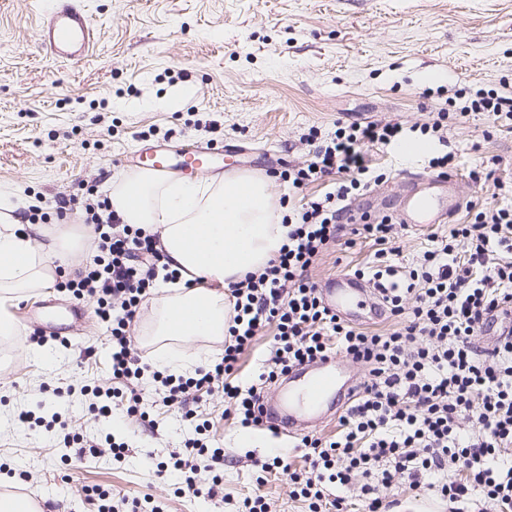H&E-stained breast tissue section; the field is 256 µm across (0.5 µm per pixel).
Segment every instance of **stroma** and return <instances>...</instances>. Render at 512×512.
<instances>
[{"instance_id": "stroma-1", "label": "stroma", "mask_w": 512, "mask_h": 512, "mask_svg": "<svg viewBox=\"0 0 512 512\" xmlns=\"http://www.w3.org/2000/svg\"><path fill=\"white\" fill-rule=\"evenodd\" d=\"M51 2L0 0V186L16 187L18 202L39 200L48 214L58 197L88 187L108 195L145 143L175 156L207 148L199 176L224 172L225 145H240L234 168L266 173L306 159L301 137L310 127L330 135L340 121L391 122L417 141L420 125L456 89L512 85V0H84L97 44L68 65L35 48ZM448 152L465 201L512 208V124L475 112L449 121L446 141L429 140L416 155L370 149L372 168L387 180L354 201L356 213L395 216L407 176L429 174V160ZM475 171L481 181L472 180ZM447 232L444 224L398 227L390 263L411 266L432 236ZM375 252L364 238L330 246L312 276L322 284L377 265ZM72 303L80 313L69 317L53 363L0 337V491H21L54 512H96L92 488L147 495L166 512H239L258 493L272 512H308L291 497L287 474L262 476L252 465L278 454L302 469L288 437L240 428L223 417L217 396L195 408L212 420L210 435L224 450L219 495L180 497L158 480L152 460L169 459L192 428L160 404L147 423L122 412L111 422L93 417L81 389L110 379L94 304L52 287L20 307L50 319ZM24 412L33 423L20 422ZM55 413L62 426L46 427ZM68 433L100 444L115 434L125 458L62 462Z\"/></svg>"}]
</instances>
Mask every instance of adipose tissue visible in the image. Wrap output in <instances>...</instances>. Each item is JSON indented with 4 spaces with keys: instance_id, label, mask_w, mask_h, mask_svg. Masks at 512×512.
<instances>
[{
    "instance_id": "ef3b65f1",
    "label": "adipose tissue",
    "mask_w": 512,
    "mask_h": 512,
    "mask_svg": "<svg viewBox=\"0 0 512 512\" xmlns=\"http://www.w3.org/2000/svg\"><path fill=\"white\" fill-rule=\"evenodd\" d=\"M110 203L123 223L158 233L169 270L182 287L151 305L143 333L173 340L157 361L172 373L189 369L179 353L201 339L223 340L232 304L228 288L263 269L286 241L284 210L272 183L256 171H228L199 180L150 169L115 184ZM25 223L17 192L0 188V335L15 332L11 308L33 291L53 286L58 270L75 274L86 256L76 240L88 234Z\"/></svg>"
}]
</instances>
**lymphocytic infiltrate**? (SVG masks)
Here are the masks:
<instances>
[{"label":"lymphocytic infiltrate","mask_w":512,"mask_h":512,"mask_svg":"<svg viewBox=\"0 0 512 512\" xmlns=\"http://www.w3.org/2000/svg\"><path fill=\"white\" fill-rule=\"evenodd\" d=\"M483 112L492 120L512 113V89H457L446 110L421 125L422 135L444 139L448 120ZM398 123H352L327 137L310 131L316 145L301 166L280 171L292 188L340 179L331 191L301 207L289 208L283 221L287 241L261 271L232 283L234 316L220 358L175 376L151 371L133 345L132 329L149 299L165 255L157 234L122 223L108 198L87 194L61 200L59 213L80 208L94 231L97 254L66 288L77 300L92 298L106 327L112 376L125 390L92 388L90 411L111 419L115 400L127 415L147 417L150 396L137 386L151 374L165 406L195 424L194 434L169 460L157 462L161 481L176 479L180 494L212 498L222 481L224 451L206 438L208 423L197 422L186 406L192 393L220 396L225 416L244 427L259 426L258 411L267 384L300 365L333 356L363 363L367 372L352 401L338 417L329 438L305 435L304 471L288 475L290 494L307 502L309 512H346L345 495L359 491L364 512H392L393 490L411 497L434 495L451 512H512V334L481 347L487 312L512 306V209L482 207L472 222L434 236L430 249L406 271L378 266L373 279L394 324L370 333L345 322L323 303L311 268L343 230L391 252L396 226L391 217L346 225L345 203L368 187V150L401 142ZM272 328L256 380L233 374L258 332ZM213 477L198 482L199 469ZM367 482L355 486L356 476Z\"/></svg>","instance_id":"1"}]
</instances>
